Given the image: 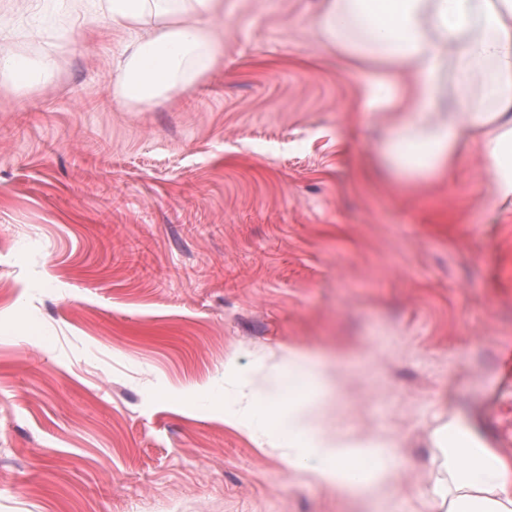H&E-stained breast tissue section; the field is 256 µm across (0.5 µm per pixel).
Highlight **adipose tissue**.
Instances as JSON below:
<instances>
[{
  "mask_svg": "<svg viewBox=\"0 0 512 512\" xmlns=\"http://www.w3.org/2000/svg\"><path fill=\"white\" fill-rule=\"evenodd\" d=\"M32 0H0V72L15 89L39 83L40 69L16 54L14 21ZM87 21L105 18L126 35L115 60L112 93L123 104L148 108L182 92L224 51L216 19L224 0H69ZM320 37L342 51L362 76L386 75L410 96L386 132L392 170L443 178L470 144L495 201L512 202V0H326L315 21ZM264 387L273 404L266 417L241 425L272 431L288 450V466L336 484L349 495H405L396 481L391 441L354 438L333 425L325 403L287 400L291 383H317L321 372L304 356ZM443 461L423 495L432 512H512V460L487 447L470 419L452 417L431 434ZM372 467H364V459Z\"/></svg>",
  "mask_w": 512,
  "mask_h": 512,
  "instance_id": "ef3b65f1",
  "label": "adipose tissue"
}]
</instances>
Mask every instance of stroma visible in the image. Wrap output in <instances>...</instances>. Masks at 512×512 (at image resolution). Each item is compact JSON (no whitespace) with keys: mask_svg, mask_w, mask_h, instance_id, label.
I'll list each match as a JSON object with an SVG mask.
<instances>
[{"mask_svg":"<svg viewBox=\"0 0 512 512\" xmlns=\"http://www.w3.org/2000/svg\"><path fill=\"white\" fill-rule=\"evenodd\" d=\"M323 0H224V53L146 109L112 95L124 34L56 0L0 95V512H366L228 420L294 353L361 441L389 437L428 512L438 414L512 458V205L476 153L391 180L402 95L375 96Z\"/></svg>","mask_w":512,"mask_h":512,"instance_id":"1","label":"stroma"}]
</instances>
